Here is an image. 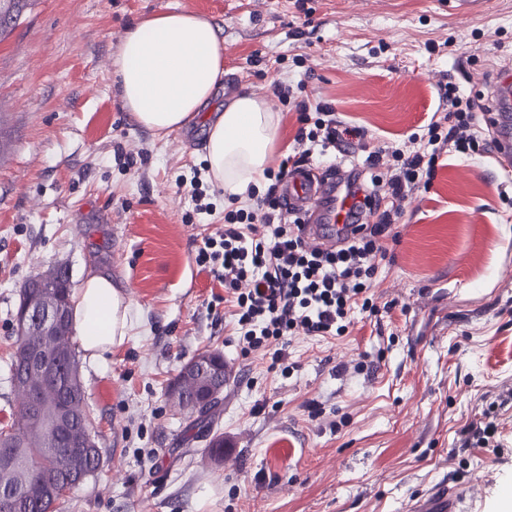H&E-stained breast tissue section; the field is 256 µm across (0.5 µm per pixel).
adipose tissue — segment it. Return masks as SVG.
I'll return each instance as SVG.
<instances>
[{
	"mask_svg": "<svg viewBox=\"0 0 512 512\" xmlns=\"http://www.w3.org/2000/svg\"><path fill=\"white\" fill-rule=\"evenodd\" d=\"M123 107L141 126L168 133L208 121L205 161L225 195L245 197L268 169L280 117L266 101L240 94L209 111L224 82V45L205 17L171 11L128 30L112 60ZM131 302L103 271L89 270L73 293L72 323L89 364L123 344Z\"/></svg>",
	"mask_w": 512,
	"mask_h": 512,
	"instance_id": "obj_1",
	"label": "adipose tissue"
}]
</instances>
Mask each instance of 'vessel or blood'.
Returning a JSON list of instances; mask_svg holds the SVG:
<instances>
[{"label":"vessel or blood","mask_w":512,"mask_h":512,"mask_svg":"<svg viewBox=\"0 0 512 512\" xmlns=\"http://www.w3.org/2000/svg\"><path fill=\"white\" fill-rule=\"evenodd\" d=\"M498 132L497 156L503 164L512 163V75L506 77L498 90L497 105L489 116ZM347 170L336 168L331 174L313 169L289 172L280 194L286 209L301 218L312 238L322 239L324 233L344 230L352 223L358 201L344 189ZM464 489L440 485L430 489L409 507V512H455Z\"/></svg>","instance_id":"vessel-or-blood-1"}]
</instances>
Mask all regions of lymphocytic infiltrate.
Returning a JSON list of instances; mask_svg holds the SVG:
<instances>
[{
  "label": "lymphocytic infiltrate",
  "mask_w": 512,
  "mask_h": 512,
  "mask_svg": "<svg viewBox=\"0 0 512 512\" xmlns=\"http://www.w3.org/2000/svg\"><path fill=\"white\" fill-rule=\"evenodd\" d=\"M269 94L296 110L300 151L291 163L267 170L269 186L250 208L225 212L223 232L202 238L196 262L224 286L243 331L244 350L271 352L277 365L287 360L295 337L347 331L350 312L369 290L377 260L388 256L389 231L402 215L401 201L429 187L442 156L481 155L489 145L471 132L484 109L481 97L461 96L455 84H448L441 114L432 115L417 146L392 152L386 180L369 188L361 182L362 168L380 166L379 151L368 152L362 167H351L347 187L360 200L364 222L352 225L336 245L312 243L301 221L289 219L280 202L288 167L307 164L317 153L345 152L365 134L339 120L331 105L292 101L286 84L273 83Z\"/></svg>",
  "instance_id": "lymphocytic-infiltrate-1"
}]
</instances>
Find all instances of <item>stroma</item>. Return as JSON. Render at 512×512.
I'll use <instances>...</instances> for the list:
<instances>
[{
  "instance_id": "stroma-1",
  "label": "stroma",
  "mask_w": 512,
  "mask_h": 512,
  "mask_svg": "<svg viewBox=\"0 0 512 512\" xmlns=\"http://www.w3.org/2000/svg\"><path fill=\"white\" fill-rule=\"evenodd\" d=\"M172 10L223 41L237 81L218 101L284 81L365 131L351 161L408 149L441 85L486 94L512 63V0H35L0 43V424L17 406L26 280L62 266L76 286L101 268L132 300L127 340L79 363L102 460L56 512H406L440 482L479 485L458 512H512V167L441 157L403 204L375 313L355 311L341 336L296 337L291 367L271 368L242 352L223 288L195 261L197 235L231 207L218 188L213 215L186 220L195 203L176 178L203 166L206 127L157 135L112 84L117 39ZM204 351L230 371L218 466L166 394ZM491 407L499 447L463 449Z\"/></svg>"
}]
</instances>
